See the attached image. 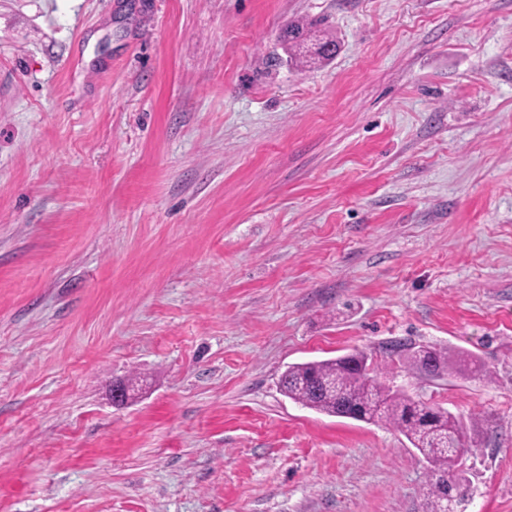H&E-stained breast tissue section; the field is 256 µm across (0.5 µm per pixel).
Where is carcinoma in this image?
I'll return each instance as SVG.
<instances>
[{
  "mask_svg": "<svg viewBox=\"0 0 512 512\" xmlns=\"http://www.w3.org/2000/svg\"><path fill=\"white\" fill-rule=\"evenodd\" d=\"M308 27L289 24L280 35L285 52L295 50L307 40ZM365 355L310 361L295 364L282 374V391L291 400L329 416L358 421H383L402 433L430 466V480L424 493L425 512H438L446 495L466 496L462 478L450 475V457L455 450L470 451L464 430H456L447 411L414 399L401 389L385 385L375 374H362L358 365ZM420 366L430 359L449 368L448 354L433 347H421L408 356Z\"/></svg>",
  "mask_w": 512,
  "mask_h": 512,
  "instance_id": "carcinoma-1",
  "label": "carcinoma"
}]
</instances>
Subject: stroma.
Wrapping results in <instances>:
<instances>
[{
    "mask_svg": "<svg viewBox=\"0 0 512 512\" xmlns=\"http://www.w3.org/2000/svg\"><path fill=\"white\" fill-rule=\"evenodd\" d=\"M354 352L512 512V0H0V512H422L399 431L280 389ZM280 35V40L283 44L285 52L288 54L290 59L296 57L295 50L307 40L309 29L303 24H288V27L284 29Z\"/></svg>",
    "mask_w": 512,
    "mask_h": 512,
    "instance_id": "obj_1",
    "label": "stroma"
}]
</instances>
